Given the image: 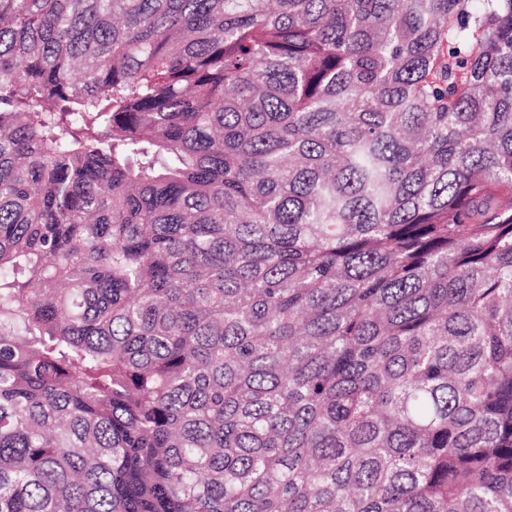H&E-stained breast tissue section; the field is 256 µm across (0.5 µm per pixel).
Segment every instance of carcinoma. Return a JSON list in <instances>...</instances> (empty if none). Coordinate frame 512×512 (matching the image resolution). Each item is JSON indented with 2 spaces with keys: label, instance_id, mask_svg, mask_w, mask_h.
I'll list each match as a JSON object with an SVG mask.
<instances>
[{
  "label": "carcinoma",
  "instance_id": "carcinoma-1",
  "mask_svg": "<svg viewBox=\"0 0 512 512\" xmlns=\"http://www.w3.org/2000/svg\"><path fill=\"white\" fill-rule=\"evenodd\" d=\"M0 512H512V0H0Z\"/></svg>",
  "mask_w": 512,
  "mask_h": 512
}]
</instances>
